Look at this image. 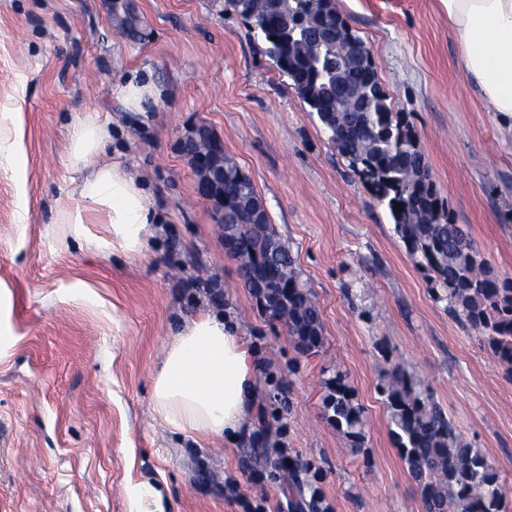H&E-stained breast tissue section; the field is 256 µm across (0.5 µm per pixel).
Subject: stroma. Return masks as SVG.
<instances>
[{"mask_svg": "<svg viewBox=\"0 0 512 512\" xmlns=\"http://www.w3.org/2000/svg\"><path fill=\"white\" fill-rule=\"evenodd\" d=\"M406 113L454 223L512 278V116L458 67L442 0H337ZM224 0H0V512H288L268 449L310 464L332 512H424L380 387L394 369L441 406L509 490L512 380L450 309L386 206ZM138 69L161 90L105 147L137 173L156 220L144 253L99 247L104 227L57 221L77 112H118ZM200 126L252 179L321 312L302 354L263 314L224 248L181 141ZM22 136L20 152L9 151ZM229 316L255 356L251 430L198 446L152 410L173 336ZM341 376L364 409L360 448L326 418Z\"/></svg>", "mask_w": 512, "mask_h": 512, "instance_id": "stroma-1", "label": "stroma"}]
</instances>
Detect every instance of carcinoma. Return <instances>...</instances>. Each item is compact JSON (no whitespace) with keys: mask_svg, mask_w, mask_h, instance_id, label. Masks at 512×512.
<instances>
[{"mask_svg":"<svg viewBox=\"0 0 512 512\" xmlns=\"http://www.w3.org/2000/svg\"><path fill=\"white\" fill-rule=\"evenodd\" d=\"M225 5L239 16L252 14L265 54H270L272 38L285 37L283 14L274 11L271 0H225ZM295 11L311 15L314 25L311 42L294 49L292 63L278 65L294 89L312 80V43L323 37V24L339 15L336 0H292L288 13ZM348 79L357 88L356 95L345 96L329 85L316 112L318 120L339 154L386 205L397 234L424 258L452 310L512 375V278L499 276L482 259L468 232L449 219L413 128L404 113L393 111L378 76L369 79L351 69ZM257 198L251 179L224 155V217L217 224L234 228L230 253L239 262V275L247 288L256 278L267 282L269 296L260 309L284 325L301 353H314L323 343L319 306L299 279L288 247L282 243L271 248L277 239L271 224L252 222L250 209ZM326 388L327 419L359 443L365 426L363 408L341 377L328 380ZM381 392L387 396L392 436L420 490L425 512H505L506 489L497 470L460 437L438 403L415 392L408 373H391ZM309 473L310 466L301 460L288 461L289 495L311 512H322ZM307 489L311 494L306 503Z\"/></svg>","mask_w":512,"mask_h":512,"instance_id":"1","label":"carcinoma"}]
</instances>
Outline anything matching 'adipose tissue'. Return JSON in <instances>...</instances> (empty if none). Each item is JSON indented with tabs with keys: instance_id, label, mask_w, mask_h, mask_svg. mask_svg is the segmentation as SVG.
I'll return each mask as SVG.
<instances>
[{
	"instance_id": "ef3b65f1",
	"label": "adipose tissue",
	"mask_w": 512,
	"mask_h": 512,
	"mask_svg": "<svg viewBox=\"0 0 512 512\" xmlns=\"http://www.w3.org/2000/svg\"><path fill=\"white\" fill-rule=\"evenodd\" d=\"M456 31L459 63L492 111L512 115V0H443ZM124 108L146 115L161 92L154 82L130 73L113 90ZM114 117L75 115L69 135L68 167L81 179L78 206L63 207L59 223L73 237L88 223L104 225L103 246L140 256L154 222L149 195L104 147ZM253 355L229 318L207 312L184 326L166 347L153 385V409L169 427L199 445L237 439L248 431L254 407Z\"/></svg>"
}]
</instances>
